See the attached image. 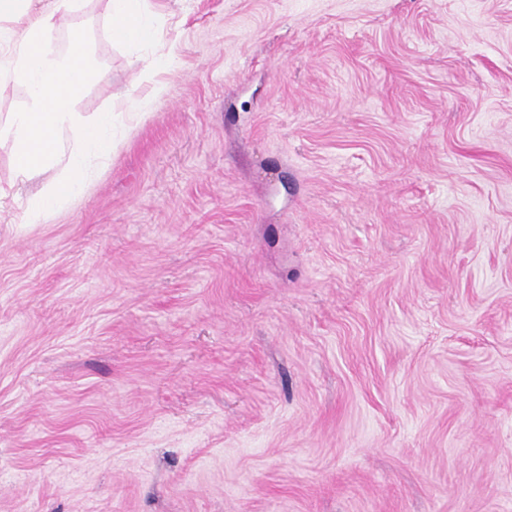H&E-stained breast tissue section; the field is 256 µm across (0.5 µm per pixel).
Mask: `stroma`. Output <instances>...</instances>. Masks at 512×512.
<instances>
[{
    "label": "stroma",
    "mask_w": 512,
    "mask_h": 512,
    "mask_svg": "<svg viewBox=\"0 0 512 512\" xmlns=\"http://www.w3.org/2000/svg\"><path fill=\"white\" fill-rule=\"evenodd\" d=\"M150 6L0 200V512H512V0Z\"/></svg>",
    "instance_id": "obj_1"
}]
</instances>
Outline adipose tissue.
<instances>
[{
  "label": "adipose tissue",
  "mask_w": 512,
  "mask_h": 512,
  "mask_svg": "<svg viewBox=\"0 0 512 512\" xmlns=\"http://www.w3.org/2000/svg\"><path fill=\"white\" fill-rule=\"evenodd\" d=\"M34 0H0V42L13 47L6 79L27 90L26 105L0 123V137L12 143L11 182H25L42 172L54 178L32 196L26 223L41 224L79 195L99 166L111 159L116 142L114 116L87 115L73 107L85 86L91 65L84 51L82 29L56 33L79 0H49L34 9ZM113 41L146 46L158 36V15L147 0H110Z\"/></svg>",
  "instance_id": "adipose-tissue-1"
}]
</instances>
